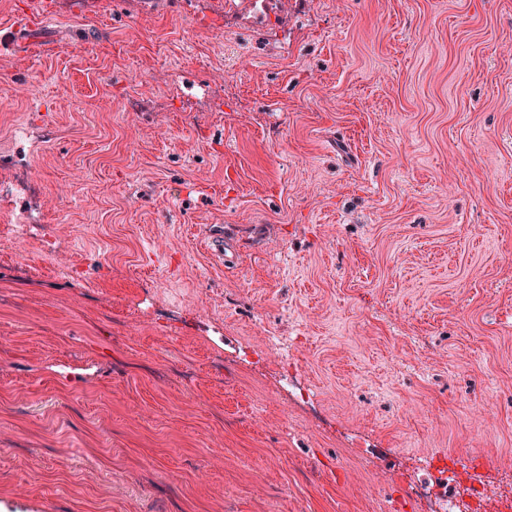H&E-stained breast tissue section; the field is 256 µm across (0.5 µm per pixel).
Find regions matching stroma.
<instances>
[{"instance_id": "obj_1", "label": "stroma", "mask_w": 512, "mask_h": 512, "mask_svg": "<svg viewBox=\"0 0 512 512\" xmlns=\"http://www.w3.org/2000/svg\"><path fill=\"white\" fill-rule=\"evenodd\" d=\"M73 2L0 54L59 241L0 259V512H387L423 454L512 512V0H315L287 62L254 38L229 70L181 17ZM152 69L180 98L126 110ZM218 75L248 109L183 108ZM268 330L308 337L319 429L234 358Z\"/></svg>"}]
</instances>
